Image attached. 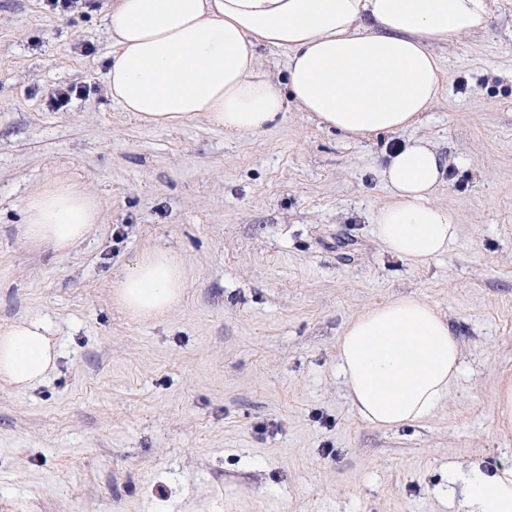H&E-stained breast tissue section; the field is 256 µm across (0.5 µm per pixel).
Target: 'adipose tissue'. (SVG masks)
<instances>
[{"label": "adipose tissue", "instance_id": "obj_1", "mask_svg": "<svg viewBox=\"0 0 512 512\" xmlns=\"http://www.w3.org/2000/svg\"><path fill=\"white\" fill-rule=\"evenodd\" d=\"M489 0H109L112 41L107 92L146 125L197 117L228 135L275 126L287 104L320 125L366 138L415 127L441 95L446 73L431 47L483 29ZM287 54L284 78L262 49ZM446 164L424 137L398 146L382 170L389 201L374 216L385 250L417 267L447 253L458 224L434 201ZM101 219L97 199L65 180L24 202L23 236L68 254ZM187 286L169 251L137 255L113 284L130 315L152 318ZM49 328L24 320L0 329V379L41 381L55 366ZM447 319L402 296L352 319L338 341L349 398L371 426L391 429L430 417L459 373ZM465 512H512V466L472 464L450 474Z\"/></svg>", "mask_w": 512, "mask_h": 512}]
</instances>
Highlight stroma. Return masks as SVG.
I'll use <instances>...</instances> for the list:
<instances>
[{"mask_svg":"<svg viewBox=\"0 0 512 512\" xmlns=\"http://www.w3.org/2000/svg\"><path fill=\"white\" fill-rule=\"evenodd\" d=\"M102 13L0 0V326L47 321L57 366L0 384V512H449L448 468L512 464L494 391L512 380V0L435 46L449 80L412 129L354 139L288 108L228 136L199 118L148 127L106 90ZM63 85L84 94L60 109ZM448 160L434 198L459 224L412 267L373 233L393 143ZM65 178L101 221L65 256L24 241L26 197ZM181 262V301L130 318L111 285L136 255ZM427 301L459 378L429 418L376 429L353 409L337 344L365 310Z\"/></svg>","mask_w":512,"mask_h":512,"instance_id":"1","label":"stroma"}]
</instances>
